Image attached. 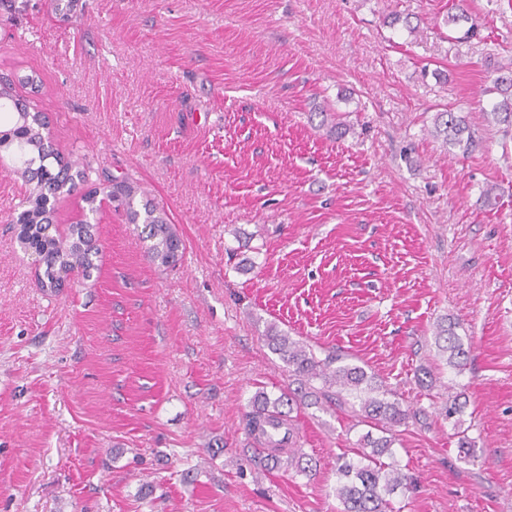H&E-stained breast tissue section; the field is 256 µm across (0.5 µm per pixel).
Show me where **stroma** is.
<instances>
[{
  "label": "stroma",
  "mask_w": 512,
  "mask_h": 512,
  "mask_svg": "<svg viewBox=\"0 0 512 512\" xmlns=\"http://www.w3.org/2000/svg\"><path fill=\"white\" fill-rule=\"evenodd\" d=\"M452 3L0 2V84L88 172L53 235L117 176L185 246L157 265L107 201L90 278L50 291L8 222L30 186L0 168V512H339L336 459L367 431L352 413L301 409L307 473L253 462L250 400L290 382L272 325L421 410L394 429L418 480L397 512H512V132L484 116L512 7L467 0L452 24ZM448 104L475 151L433 136ZM447 318L472 345L460 373L434 345Z\"/></svg>",
  "instance_id": "1"
}]
</instances>
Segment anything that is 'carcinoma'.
<instances>
[{
	"instance_id": "1",
	"label": "carcinoma",
	"mask_w": 512,
	"mask_h": 512,
	"mask_svg": "<svg viewBox=\"0 0 512 512\" xmlns=\"http://www.w3.org/2000/svg\"><path fill=\"white\" fill-rule=\"evenodd\" d=\"M494 72L496 77L488 92L500 95L501 100L493 104L491 120L511 129L512 66L500 65ZM4 98L0 113H5V127L0 131L4 133L0 144L6 149H16L14 161L20 163L17 170L23 177L36 182L38 188L37 195L27 196L24 208L11 219V223L22 225L17 239L24 250L38 253L48 287L63 269L72 271L80 268L88 274L95 269L91 251L85 248V236L90 225L84 222L73 225L69 239L62 241L47 233L50 223L43 222L41 218L50 201L74 192L79 184L86 181V171L79 169L74 172L70 164L58 158L50 142L43 140V123L37 113L30 111L26 104L7 91ZM318 115L322 117L321 125L329 127L330 134L338 138L346 135L347 125L335 117V109L331 105L320 108ZM434 130L436 136L443 137L444 144L458 146L466 154L479 145L468 117L451 106L435 114ZM133 194L134 188L126 180L115 179L108 197L117 206L125 207L132 221L141 219L146 224L149 238L155 240L150 247L152 257L165 267L175 265L181 257L182 243L169 224L165 211L149 200L143 204V210L135 209ZM457 328L458 323L451 320L438 323L434 343L445 364L459 374L467 368L471 348L465 345L456 332ZM265 341L288 366L298 386L277 397L264 390L257 391L251 399L252 411L246 415L247 428L252 433H264L262 411L267 408L277 409L289 422L293 406L305 403L308 398L313 405L351 407L363 422L373 426L381 435L366 434L365 449L358 453L357 461L348 460L343 455L337 458L336 498L342 505L341 512H393L392 495L399 490L414 491L416 482L396 463H385L382 458L393 457L395 438L391 436L392 428L416 417L417 413L402 408L398 399L390 398L392 392L361 366L341 365L340 358L334 354L319 359L312 348L293 340L273 325L269 327ZM316 380L322 381V387L313 386ZM462 396L464 393L448 387V404L443 407L446 418L463 413L467 401ZM285 451L288 452L287 460L295 464L297 472H307L302 466L304 453L291 448L287 450L281 442L255 449L254 462L276 469L282 463Z\"/></svg>"
}]
</instances>
